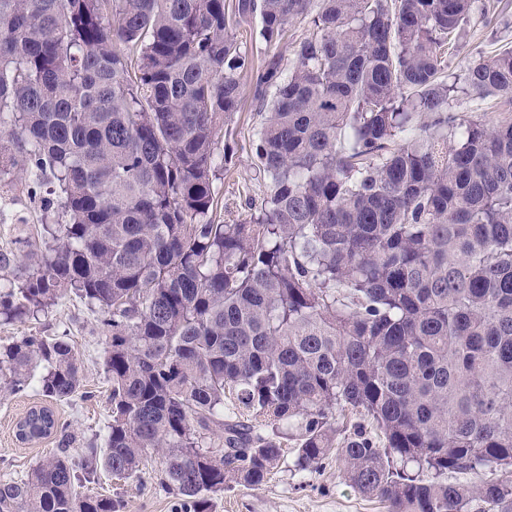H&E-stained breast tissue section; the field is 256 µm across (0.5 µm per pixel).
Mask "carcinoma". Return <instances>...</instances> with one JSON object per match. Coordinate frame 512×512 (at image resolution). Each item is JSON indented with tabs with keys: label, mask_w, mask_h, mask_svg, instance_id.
<instances>
[{
	"label": "carcinoma",
	"mask_w": 512,
	"mask_h": 512,
	"mask_svg": "<svg viewBox=\"0 0 512 512\" xmlns=\"http://www.w3.org/2000/svg\"><path fill=\"white\" fill-rule=\"evenodd\" d=\"M472 0H0V173L45 188L42 245L0 251V321L69 294L97 310L103 444L31 406L52 457L0 480V512H120L77 488L163 454L177 512L336 451L389 512H512V119L449 112ZM311 37L281 51L294 19ZM259 207L213 218L218 130L252 67ZM464 91L512 104V48ZM11 395L69 401L66 336L0 345ZM368 420L337 441L336 412ZM474 481L448 482V473Z\"/></svg>",
	"instance_id": "cac0c4a2"
}]
</instances>
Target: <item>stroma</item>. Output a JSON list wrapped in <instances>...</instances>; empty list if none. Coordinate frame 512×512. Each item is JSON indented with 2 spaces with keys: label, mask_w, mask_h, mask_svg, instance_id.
Here are the masks:
<instances>
[{
  "label": "stroma",
  "mask_w": 512,
  "mask_h": 512,
  "mask_svg": "<svg viewBox=\"0 0 512 512\" xmlns=\"http://www.w3.org/2000/svg\"><path fill=\"white\" fill-rule=\"evenodd\" d=\"M463 37L457 48L448 52V72L463 78L468 62L490 55L503 46H512V6L502 7L500 0H474L462 25ZM258 120L251 99H243L241 108L221 138L234 152L233 161L215 183L217 214L221 220L245 218L249 207L259 204L269 190L254 178L255 154L252 130ZM28 175L12 173L0 179V201L14 205L23 221L0 223V250L25 254L36 241L41 228L42 206L29 186ZM29 334L67 335L78 352L83 369L81 396L52 406L59 423L70 426L79 436L92 439L99 435L110 413L111 384L104 372V337L96 312L79 298L70 296L37 320L0 323V344ZM36 399L0 392V471L23 475L54 452L52 440L22 445L13 428ZM293 448H286L268 483L259 489L232 485L212 497V512H385L381 503L361 497L349 486L341 464L328 456L310 472L298 471ZM163 458L149 457L140 480H105L87 485L90 493L108 492L123 503L122 512H175L178 497L160 480Z\"/></svg>",
  "instance_id": "35a3bbf8"
}]
</instances>
